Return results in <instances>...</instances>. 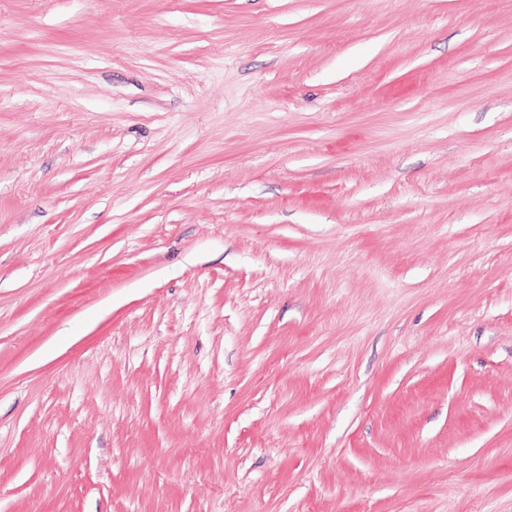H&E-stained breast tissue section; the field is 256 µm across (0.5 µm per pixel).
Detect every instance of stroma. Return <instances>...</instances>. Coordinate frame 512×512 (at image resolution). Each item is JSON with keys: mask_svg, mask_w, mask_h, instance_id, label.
Returning <instances> with one entry per match:
<instances>
[{"mask_svg": "<svg viewBox=\"0 0 512 512\" xmlns=\"http://www.w3.org/2000/svg\"><path fill=\"white\" fill-rule=\"evenodd\" d=\"M0 512H512V0H0Z\"/></svg>", "mask_w": 512, "mask_h": 512, "instance_id": "1", "label": "stroma"}]
</instances>
